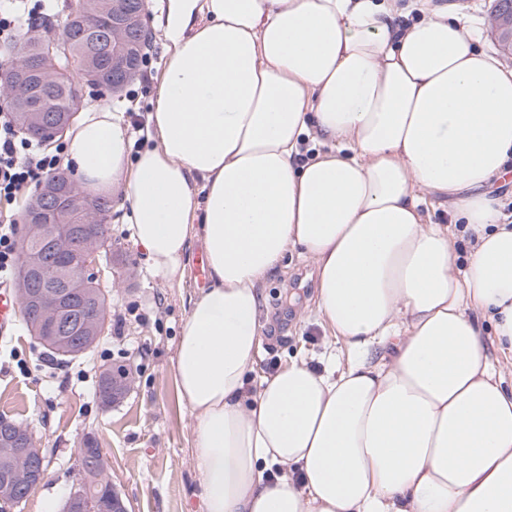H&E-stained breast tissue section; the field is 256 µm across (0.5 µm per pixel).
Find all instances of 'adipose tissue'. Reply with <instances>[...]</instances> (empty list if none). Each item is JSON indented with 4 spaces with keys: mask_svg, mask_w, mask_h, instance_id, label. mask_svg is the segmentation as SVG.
Masks as SVG:
<instances>
[{
    "mask_svg": "<svg viewBox=\"0 0 512 512\" xmlns=\"http://www.w3.org/2000/svg\"><path fill=\"white\" fill-rule=\"evenodd\" d=\"M164 36L149 147L102 104L66 162L129 204L156 278L206 254L174 364L205 512H512V386L489 357L512 354V224L490 190L512 68L432 0H167ZM294 252L348 356L253 388L259 287ZM426 203L423 206V212L426 218H430L433 223L450 224L451 211L448 205L447 197L424 194Z\"/></svg>",
    "mask_w": 512,
    "mask_h": 512,
    "instance_id": "adipose-tissue-1",
    "label": "adipose tissue"
}]
</instances>
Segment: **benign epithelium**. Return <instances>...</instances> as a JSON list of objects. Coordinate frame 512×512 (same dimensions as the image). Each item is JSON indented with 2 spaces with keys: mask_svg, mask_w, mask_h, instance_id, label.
Instances as JSON below:
<instances>
[{
  "mask_svg": "<svg viewBox=\"0 0 512 512\" xmlns=\"http://www.w3.org/2000/svg\"><path fill=\"white\" fill-rule=\"evenodd\" d=\"M491 25L508 54H512V0H496ZM145 33L142 14L133 10L112 11V22L101 42L112 45L133 30ZM75 30L66 28L59 35L43 38L37 47L42 59L56 60L68 55V44ZM58 77L43 69H34L29 58L21 59L12 82L16 102L24 108L21 119L30 133L40 134L46 127L44 113L34 106L37 90L49 88ZM93 196L76 181L67 177L40 189L33 211L24 219L23 238L35 244L22 258L18 296L27 313L37 316L39 336L47 349L55 354L78 355L93 346L104 331L99 316H89L88 307L79 302L82 288L98 281L100 235L81 224L70 225L69 248L74 260L53 270L54 280H46L49 256L44 245L57 243L58 229L71 213L89 210ZM130 385L129 375L107 378L101 386L106 403L122 395ZM45 476V458L32 429L16 421H0V503L19 504ZM92 503L75 485L66 497L62 512H90ZM96 512H127L116 492L98 503Z\"/></svg>",
  "mask_w": 512,
  "mask_h": 512,
  "instance_id": "1",
  "label": "benign epithelium"
}]
</instances>
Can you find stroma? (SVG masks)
Here are the masks:
<instances>
[{
	"label": "stroma",
	"instance_id": "obj_1",
	"mask_svg": "<svg viewBox=\"0 0 512 512\" xmlns=\"http://www.w3.org/2000/svg\"><path fill=\"white\" fill-rule=\"evenodd\" d=\"M483 31L478 48L501 55L490 23V0H444ZM166 0H147L143 18L154 49L147 87L139 96L142 114L154 108L158 77L165 62L163 19ZM108 222L121 250L111 263L99 264V279L109 293V321L128 313L124 327L109 328L81 358L55 367L18 321L0 339V414L29 423L46 457V474L26 500L0 512H59L78 478L79 443L95 436L108 461L107 480L129 512H204L191 462V417L177 395L174 362L179 330L200 285L188 273L182 286L153 277L144 250L123 231L131 210L112 196ZM316 272L310 259L289 255L283 270L263 285L259 321L263 336L253 377L272 374L294 360L318 365L340 343L315 303ZM118 362L130 372L126 395L112 408L96 397L98 375Z\"/></svg>",
	"mask_w": 512,
	"mask_h": 512
}]
</instances>
